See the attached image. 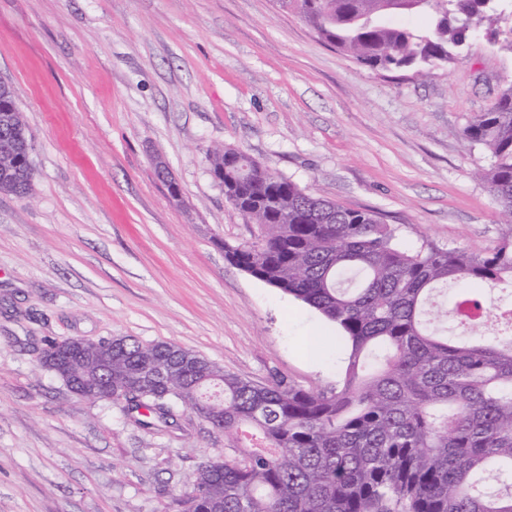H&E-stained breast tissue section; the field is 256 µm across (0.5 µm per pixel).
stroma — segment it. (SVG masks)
Segmentation results:
<instances>
[{
	"label": "stroma",
	"instance_id": "obj_1",
	"mask_svg": "<svg viewBox=\"0 0 512 512\" xmlns=\"http://www.w3.org/2000/svg\"><path fill=\"white\" fill-rule=\"evenodd\" d=\"M0 79L34 167L25 198L0 193V512H176L224 453L191 410L147 429L72 394L45 340L171 342L257 384L339 379L335 325L225 259L262 228L210 150L373 211L407 248L482 252L512 231L477 176L489 150L458 135L512 83L481 29L420 76L360 65L277 0H0Z\"/></svg>",
	"mask_w": 512,
	"mask_h": 512
}]
</instances>
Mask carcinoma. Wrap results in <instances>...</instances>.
Returning a JSON list of instances; mask_svg holds the SVG:
<instances>
[{
  "label": "carcinoma",
  "instance_id": "carcinoma-1",
  "mask_svg": "<svg viewBox=\"0 0 512 512\" xmlns=\"http://www.w3.org/2000/svg\"><path fill=\"white\" fill-rule=\"evenodd\" d=\"M371 70L453 62L487 22L510 36L499 0H278ZM431 18L426 28L394 20ZM493 157L480 174L512 224V83L460 131ZM224 198L263 228L225 258L336 325L349 349L342 378L305 389L256 384L179 345L112 343L114 401L144 428L193 410L224 436V459L201 462L179 512H512V232L485 252L399 247L374 212L314 197L241 150L209 154ZM32 181L0 174V193ZM448 316L434 325L448 289Z\"/></svg>",
  "mask_w": 512,
  "mask_h": 512
}]
</instances>
